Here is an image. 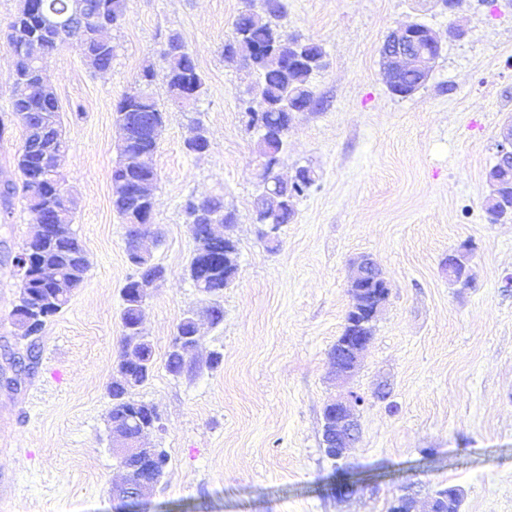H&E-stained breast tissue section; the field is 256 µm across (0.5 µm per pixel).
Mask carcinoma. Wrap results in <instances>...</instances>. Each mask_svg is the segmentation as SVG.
Returning a JSON list of instances; mask_svg holds the SVG:
<instances>
[{
    "label": "carcinoma",
    "mask_w": 512,
    "mask_h": 512,
    "mask_svg": "<svg viewBox=\"0 0 512 512\" xmlns=\"http://www.w3.org/2000/svg\"><path fill=\"white\" fill-rule=\"evenodd\" d=\"M74 5L73 0H21L9 22L7 35L15 73L10 106L12 116L23 129V145L15 158L22 185L14 182L8 184L3 206L10 207L13 197L20 191L32 219L46 216L49 223L63 228L62 234L58 236L51 233L37 240H29L22 247V251L40 262L58 267L64 274L66 295L48 311L51 317L68 304L73 290L84 283L89 259L73 229L75 202L71 199L65 205L61 199L64 187L60 168L67 145L62 135L58 100L53 89L42 80L41 66L22 54L18 46L28 38L35 37L41 41L46 55L50 56L66 42L76 39L82 44L87 60L109 69L115 57V46L107 33L123 22L127 14V0H83L79 9L85 21L73 25L66 21V16L71 13ZM253 7L254 3H249L233 23L232 39L239 52L247 56L252 47L276 45L280 48L278 54L252 58L249 66L256 78L249 89L251 98L248 103L265 105V127L267 131L279 134L277 138L256 141L258 155L262 157L270 146H275L279 151L284 146L285 135L282 130L286 127V112L281 108L284 93L291 89L298 99H315L312 78L322 67L324 52L320 45L303 42L282 28L280 21L284 17V4H279L274 11L256 12ZM174 38L173 42L167 41L163 53L167 93L169 101L184 110L188 104L181 101L177 88L186 84L201 90L204 81L193 55L180 36L176 34ZM296 50L303 52L313 64L288 67V56ZM123 115L131 119L137 115L161 117L163 111L151 93L139 89L133 94H125L117 103L115 118L119 120ZM152 148L153 141L149 134L135 130L130 138L121 143L120 156L123 159L128 155L134 157ZM120 178L126 179V183L112 192V206L122 223L153 224L151 206L139 199L137 183L143 180L157 182V171L127 167L121 161L111 173V179ZM313 184L311 179L306 182L282 183L278 187L277 196H258L254 201V223L271 225L274 231H280L294 220L296 200ZM200 208L219 218L221 224H233L235 218L231 213H224V199L221 196L201 200L190 196L184 205L186 224L192 238L207 241L209 256L215 262L213 274L206 284L198 287V291L208 298L218 297L233 282L234 276L224 273V270L231 271L233 267H224V250L227 249L224 239L212 240L209 224L194 221V213ZM154 272V263L146 259L143 266L135 268V273L124 285L127 294L122 296V327L126 328L138 319L139 305L133 297V290L141 280ZM35 293L50 296L54 289L34 280L20 281V297ZM185 363L186 360L177 348L169 350L166 369L171 375H181ZM150 377L151 372L139 369L121 374L118 381L109 384L108 395L112 400L110 424L130 428L142 423L148 403L135 399L134 391ZM461 502L459 488L443 487L435 491L431 512H460Z\"/></svg>",
    "instance_id": "obj_1"
}]
</instances>
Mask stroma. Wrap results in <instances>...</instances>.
<instances>
[{
	"mask_svg": "<svg viewBox=\"0 0 512 512\" xmlns=\"http://www.w3.org/2000/svg\"><path fill=\"white\" fill-rule=\"evenodd\" d=\"M20 0H0V174L17 178L23 141L7 116L13 88L8 23ZM287 32L323 45L317 106L296 113L277 173L314 170L296 216L269 248L253 222L257 156L247 128V71L223 48L246 0H128L112 30L110 70L86 65L79 41L46 61L68 152L64 188L90 269L68 305L36 336L13 324L12 260L35 230L22 197L0 209V366L33 353L17 385L0 387V512H116L122 472L107 430V387L121 350V290L134 269L112 208L119 160L115 106L153 65L165 112L152 163L159 173L145 248L167 270L143 310L154 352L136 399L162 427L165 479L150 512H389L404 486L427 512L434 490L463 494L460 512H512V221L490 222L487 175L501 127L512 121V0H284ZM417 22L443 43L427 82L393 96L380 49L390 29ZM179 34L206 80L196 108L172 106L162 57ZM206 153L186 152L193 121ZM220 195L237 217L239 270L219 302L224 320L201 325L199 358L217 368L175 377L172 336L202 296L186 275L195 248L182 205ZM460 250L472 283L448 278ZM373 258L389 284L374 337L349 383L362 398L361 433L346 465L359 479L339 497L322 450V412L338 387L329 351L351 304L352 262ZM390 395L378 399L379 383Z\"/></svg>",
	"mask_w": 512,
	"mask_h": 512,
	"instance_id": "1",
	"label": "stroma"
}]
</instances>
